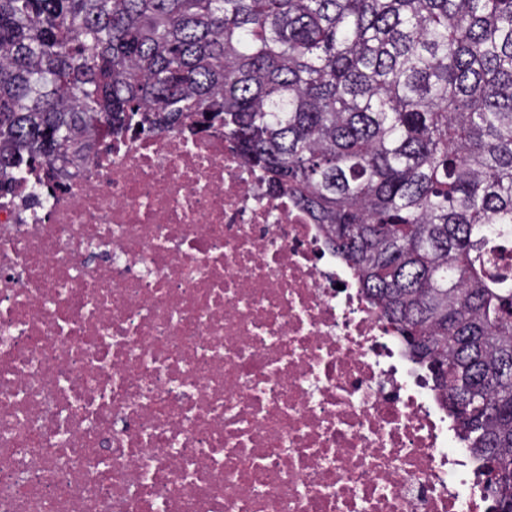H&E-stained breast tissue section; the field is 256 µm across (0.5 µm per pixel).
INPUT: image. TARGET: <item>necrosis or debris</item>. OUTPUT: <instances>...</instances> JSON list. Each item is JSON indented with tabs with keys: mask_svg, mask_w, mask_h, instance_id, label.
<instances>
[{
	"mask_svg": "<svg viewBox=\"0 0 512 512\" xmlns=\"http://www.w3.org/2000/svg\"><path fill=\"white\" fill-rule=\"evenodd\" d=\"M87 139L0 198V512H479L405 344L223 129Z\"/></svg>",
	"mask_w": 512,
	"mask_h": 512,
	"instance_id": "necrosis-or-debris-1",
	"label": "necrosis or debris"
}]
</instances>
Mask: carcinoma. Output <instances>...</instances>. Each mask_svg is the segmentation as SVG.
<instances>
[{
  "label": "carcinoma",
  "instance_id": "carcinoma-1",
  "mask_svg": "<svg viewBox=\"0 0 512 512\" xmlns=\"http://www.w3.org/2000/svg\"><path fill=\"white\" fill-rule=\"evenodd\" d=\"M224 128L426 369L512 512V0H0V179Z\"/></svg>",
  "mask_w": 512,
  "mask_h": 512
}]
</instances>
